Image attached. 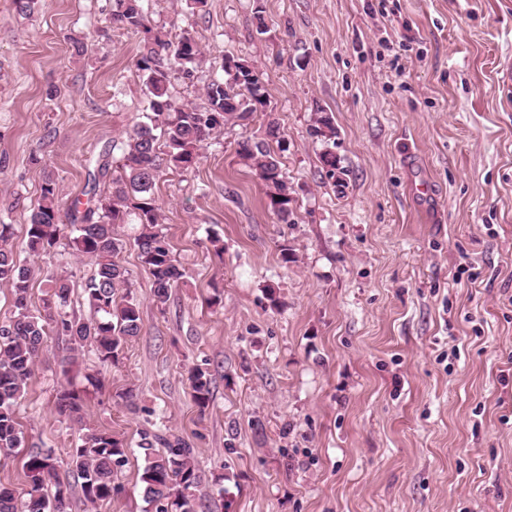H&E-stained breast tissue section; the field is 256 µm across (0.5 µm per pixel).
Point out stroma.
I'll return each mask as SVG.
<instances>
[{
  "label": "stroma",
  "instance_id": "1",
  "mask_svg": "<svg viewBox=\"0 0 512 512\" xmlns=\"http://www.w3.org/2000/svg\"><path fill=\"white\" fill-rule=\"evenodd\" d=\"M113 5L39 0L24 16L0 0V221L21 263L70 277V307L87 320L93 265L64 243L32 259L24 226L44 170L63 206L86 200L99 158L146 111L141 37L111 23ZM142 6L152 25L190 31L204 56L194 79L174 82L178 103L202 105L229 55L260 71L267 111L226 124L194 168L162 169L160 227L185 272L165 310L135 225H115L142 332L116 367L49 337L17 408L24 445L0 455V481L26 498L27 451L65 477L85 427L107 429L132 449L125 491L90 506L73 487L70 512H151L135 451L151 409L193 444L197 500L223 512H512V0ZM325 114L327 142L311 134ZM271 117L288 141L284 221L236 155ZM197 365L213 378L203 413L187 380ZM89 366L102 392L82 419L59 414L58 391Z\"/></svg>",
  "mask_w": 512,
  "mask_h": 512
}]
</instances>
